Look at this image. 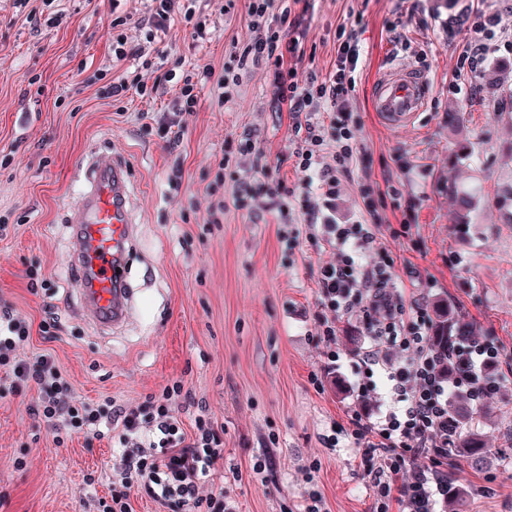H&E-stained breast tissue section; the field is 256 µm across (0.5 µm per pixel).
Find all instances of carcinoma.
<instances>
[{
  "label": "carcinoma",
  "instance_id": "cac0c4a2",
  "mask_svg": "<svg viewBox=\"0 0 512 512\" xmlns=\"http://www.w3.org/2000/svg\"><path fill=\"white\" fill-rule=\"evenodd\" d=\"M496 205L506 218V222L512 224V186L498 192ZM456 206L455 226L461 229L469 224L473 199L469 194L459 192L456 195ZM473 335V324L461 319L449 307L434 305L431 340L435 349L444 351L448 349V343ZM448 414L458 425L452 445L448 448V456L456 461L466 462L473 469L484 467L492 455V449L488 448L487 436L480 427L487 417V412L484 408L471 403L467 396L452 393L448 397ZM463 497L464 493L458 481L453 477L448 478V508L454 512H463Z\"/></svg>",
  "mask_w": 512,
  "mask_h": 512
}]
</instances>
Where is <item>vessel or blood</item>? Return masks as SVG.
Instances as JSON below:
<instances>
[{
  "instance_id": "b4317fda",
  "label": "vessel or blood",
  "mask_w": 512,
  "mask_h": 512,
  "mask_svg": "<svg viewBox=\"0 0 512 512\" xmlns=\"http://www.w3.org/2000/svg\"><path fill=\"white\" fill-rule=\"evenodd\" d=\"M429 93L427 80L411 68L387 71L374 83V108L391 127L412 122ZM76 252L73 267L83 297V313L106 329L125 325L134 290L126 276L134 238L128 167L122 159L98 155L82 163Z\"/></svg>"
}]
</instances>
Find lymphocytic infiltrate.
<instances>
[{"mask_svg": "<svg viewBox=\"0 0 512 512\" xmlns=\"http://www.w3.org/2000/svg\"><path fill=\"white\" fill-rule=\"evenodd\" d=\"M197 0H148L147 15L133 19L113 0L109 37L113 62L123 64L112 78L107 95L123 101L135 95L153 98L161 85L175 84L179 112L190 113L198 105V89L214 83L223 102L238 97L244 71L261 67L269 72L276 100L288 112L294 132L304 135L305 145L296 153V166L304 178L298 187L284 180L269 185L250 178L236 179L232 201L240 210L251 201L266 197L270 209L286 213L289 199H296L308 224L320 227L327 242L339 253L338 264L322 267L318 278L320 297L331 311L356 315L370 338L359 353L364 370L357 385V399L367 402L385 380L389 408L370 421L362 412L349 416L350 435L362 447L376 500L375 512H441L448 504L444 467L449 440L455 432L448 414L451 392L480 402L495 393L498 382L485 373L503 358L498 347L485 340H465L448 352L431 344V318L421 299L404 302L389 271L391 262L375 229L369 224L336 221L337 173L353 157L354 123L347 102L356 88L360 42L354 31L340 29L336 60L326 73L298 74L306 59L303 47L311 0H225V12L244 5L254 33L243 44H233L222 73L207 66L184 70L160 69L157 42L174 21L191 25L197 38L207 35L206 21ZM279 25H272V14ZM136 24L143 36L128 40L124 29ZM331 162H324V150ZM29 331L9 311H0V366L7 368L10 389L36 385L40 391L34 409L55 430L83 433L97 439L111 435L114 422H121L120 475L123 494L101 501V512H129L127 492L136 489L161 507H187L189 512H235L223 494L201 495L202 479L214 474L224 457L220 439L210 422L195 421L194 437H186L173 409L181 395L180 382L165 386L145 405L126 409H101L88 402L74 403L65 397L66 378L48 354L28 361L19 354ZM459 365L455 381L442 375L444 361Z\"/></svg>", "mask_w": 512, "mask_h": 512, "instance_id": "obj_1", "label": "lymphocytic infiltrate"}]
</instances>
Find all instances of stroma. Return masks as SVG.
<instances>
[{"label": "stroma", "mask_w": 512, "mask_h": 512, "mask_svg": "<svg viewBox=\"0 0 512 512\" xmlns=\"http://www.w3.org/2000/svg\"><path fill=\"white\" fill-rule=\"evenodd\" d=\"M211 31L195 38L172 25L169 62L221 71L232 43L253 33L243 11L200 0ZM497 16L502 36L481 72L458 60L474 36L476 12ZM109 0H0V308L30 332L24 358L52 355L74 399L136 407L181 382L175 408L186 435L204 415L223 443L215 488L238 512H284L309 490L327 512H373L364 453L347 434L359 379L348 337L354 318L336 320L337 361L317 336L328 311L318 293L321 266L337 256L320 230L287 218L213 205L232 176L280 173L296 183L297 142L265 69L243 75L241 94L219 102L212 85L183 134L167 146L153 130L173 117L176 87L153 100L113 103L101 71L120 73L108 50ZM403 21L401 51L390 25ZM355 29L361 54L349 99L356 151L340 176L336 221L373 224L394 260L404 299L442 301L506 358L500 389L486 399L483 430L499 451L489 469L463 470L465 512H512V224L494 196L512 184V0H313L306 50L317 72L336 58L340 25ZM430 94L413 123L394 128L372 110L370 87L386 69L416 65ZM461 114L448 124L450 111ZM255 151L223 168L242 136ZM473 147L460 164L459 143ZM123 157L134 188L136 236L127 265L135 307L127 327L106 331L81 313L68 268L78 173L91 151ZM178 185H170L171 175ZM471 193V222L455 230V191ZM36 386L0 391V512H99L122 491L113 443L56 432L32 412ZM269 464L255 475L256 457Z\"/></svg>", "instance_id": "stroma-1"}]
</instances>
